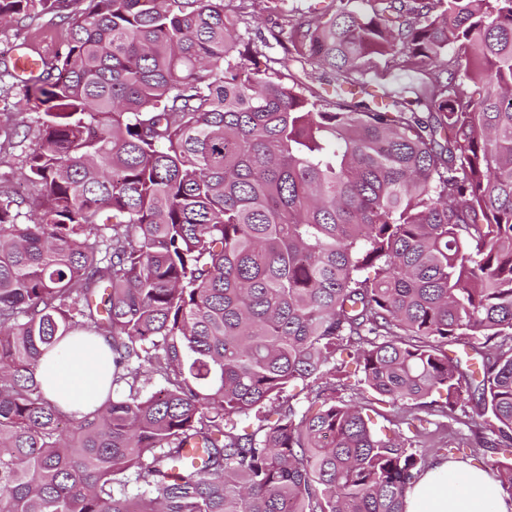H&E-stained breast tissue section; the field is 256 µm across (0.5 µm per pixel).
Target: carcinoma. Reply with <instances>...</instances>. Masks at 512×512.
I'll list each match as a JSON object with an SVG mask.
<instances>
[{
	"mask_svg": "<svg viewBox=\"0 0 512 512\" xmlns=\"http://www.w3.org/2000/svg\"><path fill=\"white\" fill-rule=\"evenodd\" d=\"M70 2L0 0L69 26L20 87L38 198L0 191V512H404L420 434L374 432L344 356L404 421L474 390L512 449V0ZM256 12L281 52L243 82ZM377 58L417 81L376 94ZM78 331L118 387L80 418L36 376ZM244 23L239 25V31L244 33L246 27L249 30V35L255 39L256 44H260L258 40L259 32L267 35V30L274 27L279 18L276 14L269 13H255L252 17H247Z\"/></svg>",
	"mask_w": 512,
	"mask_h": 512,
	"instance_id": "cac0c4a2",
	"label": "carcinoma"
}]
</instances>
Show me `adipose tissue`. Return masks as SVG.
<instances>
[{
    "label": "adipose tissue",
    "mask_w": 512,
    "mask_h": 512,
    "mask_svg": "<svg viewBox=\"0 0 512 512\" xmlns=\"http://www.w3.org/2000/svg\"><path fill=\"white\" fill-rule=\"evenodd\" d=\"M110 349L101 337L68 343L43 381L45 395L66 414L80 416L99 408L112 380ZM405 512H512V500L484 471L439 459L414 483Z\"/></svg>",
    "instance_id": "1"
}]
</instances>
